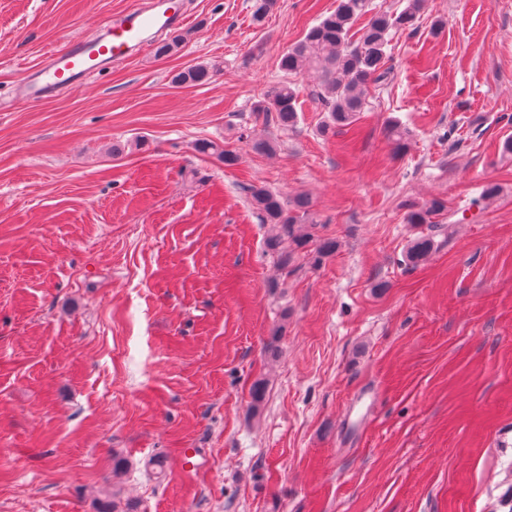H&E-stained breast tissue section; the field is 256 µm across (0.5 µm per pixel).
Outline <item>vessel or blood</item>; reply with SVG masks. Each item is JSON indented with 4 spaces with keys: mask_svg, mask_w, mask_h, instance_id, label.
<instances>
[{
    "mask_svg": "<svg viewBox=\"0 0 512 512\" xmlns=\"http://www.w3.org/2000/svg\"><path fill=\"white\" fill-rule=\"evenodd\" d=\"M185 18L184 0H131L98 33L73 37L65 49L48 52L16 98L35 102L79 89L104 68L149 49L154 35L180 25Z\"/></svg>",
    "mask_w": 512,
    "mask_h": 512,
    "instance_id": "1",
    "label": "vessel or blood"
}]
</instances>
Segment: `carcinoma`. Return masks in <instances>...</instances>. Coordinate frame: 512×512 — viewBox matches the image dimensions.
<instances>
[{"label": "carcinoma", "mask_w": 512, "mask_h": 512, "mask_svg": "<svg viewBox=\"0 0 512 512\" xmlns=\"http://www.w3.org/2000/svg\"><path fill=\"white\" fill-rule=\"evenodd\" d=\"M424 6V0H406L405 7L396 14L376 11L370 0H338L336 9L311 27L304 37L283 54L280 67L289 74L303 75L311 70L319 74L315 97L326 112L322 132L338 127H351L364 110L369 87L385 80L383 70L392 31L414 25ZM365 23L358 38L351 29L360 18ZM182 36L175 35L157 44L159 57L179 51ZM213 76L210 66L197 63L183 68L172 76L176 86L193 85ZM297 91L293 84L283 82L275 86L255 105V111L270 117L283 127L297 119ZM198 150L224 161L232 167L239 155L231 148L212 141L198 144ZM249 194L255 207L263 213L273 231L265 241L267 253L276 257L281 270L291 266L296 253L306 249L313 235L306 224L310 201L305 196L284 198L262 186H252ZM445 210L440 199H432L407 214V223L425 224L429 217ZM434 249V241L427 236L415 238L409 245L405 260L415 266Z\"/></svg>", "instance_id": "cac0c4a2"}]
</instances>
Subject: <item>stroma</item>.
Segmentation results:
<instances>
[{
  "label": "stroma",
  "mask_w": 512,
  "mask_h": 512,
  "mask_svg": "<svg viewBox=\"0 0 512 512\" xmlns=\"http://www.w3.org/2000/svg\"><path fill=\"white\" fill-rule=\"evenodd\" d=\"M129 3L0 0V512H512V0H426L333 133L280 60L336 0H187L176 54L15 102ZM286 80L291 127L254 111ZM252 185L307 196L335 252L280 270ZM213 71L208 64L197 63L183 68L172 76V83L176 86L193 85L209 80Z\"/></svg>",
  "instance_id": "stroma-1"
}]
</instances>
